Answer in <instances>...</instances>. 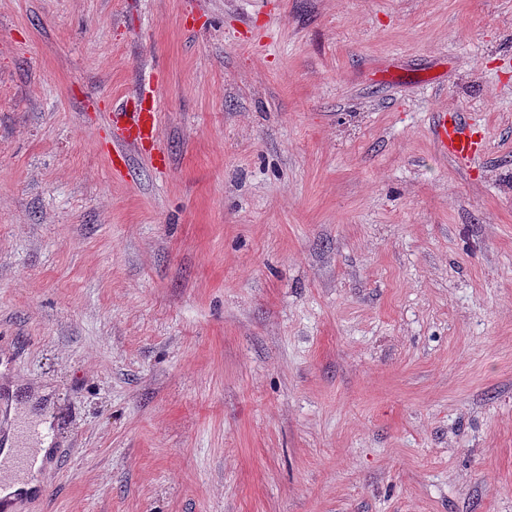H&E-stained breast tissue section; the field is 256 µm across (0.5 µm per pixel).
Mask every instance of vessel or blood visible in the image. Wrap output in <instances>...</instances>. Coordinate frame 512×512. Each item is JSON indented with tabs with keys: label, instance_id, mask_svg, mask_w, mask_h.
<instances>
[{
	"label": "vessel or blood",
	"instance_id": "b4317fda",
	"mask_svg": "<svg viewBox=\"0 0 512 512\" xmlns=\"http://www.w3.org/2000/svg\"><path fill=\"white\" fill-rule=\"evenodd\" d=\"M159 118L158 109L153 105L133 111L124 107L111 111L110 121L119 145L114 155L117 166L129 168L133 154L156 139ZM435 139L442 154L467 163L479 153L482 134L467 124L461 115L443 112L436 122Z\"/></svg>",
	"mask_w": 512,
	"mask_h": 512
}]
</instances>
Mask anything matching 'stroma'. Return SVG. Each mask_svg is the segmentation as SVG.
<instances>
[{"label": "stroma", "instance_id": "35a3bbf8", "mask_svg": "<svg viewBox=\"0 0 512 512\" xmlns=\"http://www.w3.org/2000/svg\"><path fill=\"white\" fill-rule=\"evenodd\" d=\"M14 408L16 512H512V0H0ZM157 105L139 107L128 111L126 106L110 112V121L116 132L119 148L115 152L113 164L128 170L133 154L141 151L144 145L153 142L157 137L159 125ZM435 139L442 154L469 163L480 152L482 133L467 124L460 114L448 118V112H439ZM35 465L36 460L31 448L26 442H21L16 447L12 462V469L15 475L25 477L35 468Z\"/></svg>", "mask_w": 512, "mask_h": 512}]
</instances>
